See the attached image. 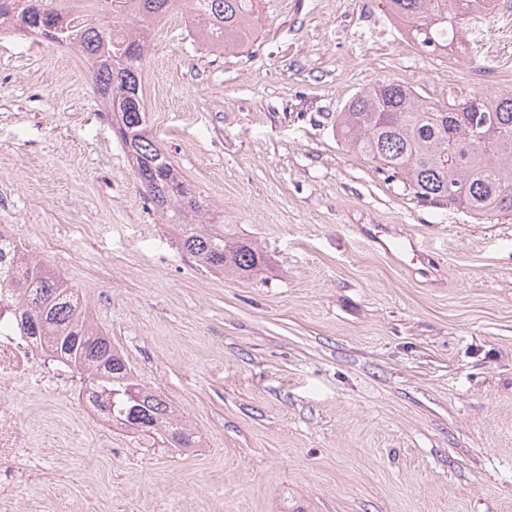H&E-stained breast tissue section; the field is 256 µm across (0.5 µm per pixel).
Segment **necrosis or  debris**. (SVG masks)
Segmentation results:
<instances>
[{"label": "necrosis or debris", "instance_id": "obj_1", "mask_svg": "<svg viewBox=\"0 0 512 512\" xmlns=\"http://www.w3.org/2000/svg\"><path fill=\"white\" fill-rule=\"evenodd\" d=\"M13 234L0 236V512H10L22 479L43 473V458L31 450L30 427L19 400L34 401L43 414L63 415L72 423L98 431L102 442L110 428L95 417L83 378L54 360L43 344L25 336L15 317Z\"/></svg>", "mask_w": 512, "mask_h": 512}]
</instances>
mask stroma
I'll return each mask as SVG.
<instances>
[{"instance_id": "stroma-1", "label": "stroma", "mask_w": 512, "mask_h": 512, "mask_svg": "<svg viewBox=\"0 0 512 512\" xmlns=\"http://www.w3.org/2000/svg\"><path fill=\"white\" fill-rule=\"evenodd\" d=\"M184 14L152 33L148 129L275 270L197 266L138 192L82 54L0 32V227L202 438L63 444L30 413L59 471L22 481L14 512H512V216L419 202L336 135L381 80L433 102L512 90V14L440 60L385 0H260L229 54ZM359 224L423 240L429 272Z\"/></svg>"}]
</instances>
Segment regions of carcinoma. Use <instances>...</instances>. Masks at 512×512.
Listing matches in <instances>:
<instances>
[{
    "mask_svg": "<svg viewBox=\"0 0 512 512\" xmlns=\"http://www.w3.org/2000/svg\"><path fill=\"white\" fill-rule=\"evenodd\" d=\"M93 0L92 11L72 14L73 37L115 133L136 161L143 196L161 214L182 251L210 271L250 279L273 270L267 252L214 220L201 194L187 183L157 143L139 135L146 127L142 71L155 22L181 5L203 18L197 37L227 51L252 33L255 0ZM490 0H387L407 39L429 59L448 55L467 18ZM58 0H0V28L53 40ZM347 151L373 161L419 199L477 216L512 215V90L477 94L459 103H435L408 86L381 81L355 95L338 115ZM15 295L24 331L47 340L57 359L80 373L93 392L115 396L107 414L136 433L171 448H198L200 439L162 395L134 375L124 355L88 320L73 288L50 268L19 257Z\"/></svg>",
    "mask_w": 512,
    "mask_h": 512,
    "instance_id": "obj_1",
    "label": "carcinoma"
}]
</instances>
